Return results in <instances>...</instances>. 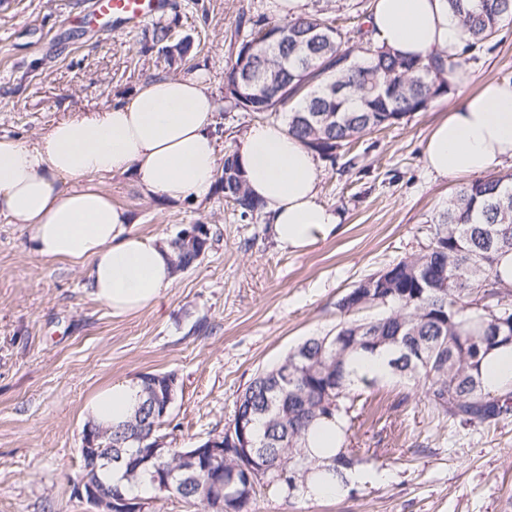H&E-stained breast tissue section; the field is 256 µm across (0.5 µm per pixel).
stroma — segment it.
<instances>
[{"label": "stroma", "mask_w": 512, "mask_h": 512, "mask_svg": "<svg viewBox=\"0 0 512 512\" xmlns=\"http://www.w3.org/2000/svg\"><path fill=\"white\" fill-rule=\"evenodd\" d=\"M93 2L0 0V136L35 144L53 123L170 75L202 79L223 151L257 124L225 101L224 71L252 24L279 22L275 0H167L158 23L191 43L175 62L152 41L158 23L109 35L90 21ZM472 67L512 81V23ZM456 100L449 93L320 160L319 199L338 213L340 232L302 251L281 248L265 215L241 219L220 184L201 200L172 201L131 174L98 179L144 238L166 240L188 224L211 232L199 264L135 314L112 315L91 293L87 264L35 255L24 226L0 216V512H87L73 494L83 408L113 383L175 373L163 442L194 448L222 434L259 371L331 330L337 300L361 280L428 244L430 219L458 181L430 174L422 151ZM362 393L350 433L361 481L323 498L264 489L251 512H512V416L464 428L399 381Z\"/></svg>", "instance_id": "obj_1"}]
</instances>
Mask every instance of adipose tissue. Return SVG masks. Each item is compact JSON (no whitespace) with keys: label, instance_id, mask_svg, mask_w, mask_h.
Returning a JSON list of instances; mask_svg holds the SVG:
<instances>
[{"label":"adipose tissue","instance_id":"ef3b65f1","mask_svg":"<svg viewBox=\"0 0 512 512\" xmlns=\"http://www.w3.org/2000/svg\"><path fill=\"white\" fill-rule=\"evenodd\" d=\"M369 24L378 45L415 58H456L467 39L447 0H375ZM215 111L201 80L158 76L129 103L52 124L34 145L0 137V214L29 230L37 256L89 262L91 293L113 314L153 307L173 286V252L135 233L95 181L130 172L147 194L204 198L220 162ZM235 156L280 246L302 251L337 230V213L318 197L314 152L281 123L253 125ZM423 160L448 178H479L512 160V81L465 91L431 130ZM139 394L137 384H112L88 402L86 419L122 422Z\"/></svg>","mask_w":512,"mask_h":512}]
</instances>
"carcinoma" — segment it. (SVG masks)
I'll list each match as a JSON object with an SVG mask.
<instances>
[{
  "label": "carcinoma",
  "instance_id": "carcinoma-1",
  "mask_svg": "<svg viewBox=\"0 0 512 512\" xmlns=\"http://www.w3.org/2000/svg\"><path fill=\"white\" fill-rule=\"evenodd\" d=\"M450 11L470 34L458 60L403 56L375 44L362 23L339 26L316 14L270 26L275 37L263 43L251 31L225 65L224 98L231 106L258 115L288 113V133L319 156L367 133L425 112L451 92L449 74L462 68L512 23V0H448ZM153 40L171 60L183 58L189 43L172 40L167 25ZM233 171L222 185L224 199L242 219L261 211L247 188L234 155L224 156ZM174 269L196 266L182 251L179 235L168 241ZM512 252V173L460 184L432 219L425 249L364 279L367 289L357 307L336 303L334 329L312 336L276 364L259 371L238 396L232 425L244 420L251 451L269 469L256 485L241 479V449L224 438V455L205 456L183 469L185 448L147 461L143 449L168 421L140 401L124 423L95 426L98 444L112 460L98 461V478L108 487L146 483L150 491L172 495L207 509L215 484L222 486L223 512H250L262 487L292 497L315 475L347 483L346 472L360 463L346 448L353 422L361 416V385L381 380L358 372L363 355L388 354V377L420 390L435 410L464 426L496 421L512 413V393L495 394L485 385L482 366L494 351L512 346V286L495 274L499 257ZM377 313L365 315L363 311ZM341 421L334 448H311L308 435L321 421ZM119 474L117 479L109 472Z\"/></svg>",
  "mask_w": 512,
  "mask_h": 512
}]
</instances>
